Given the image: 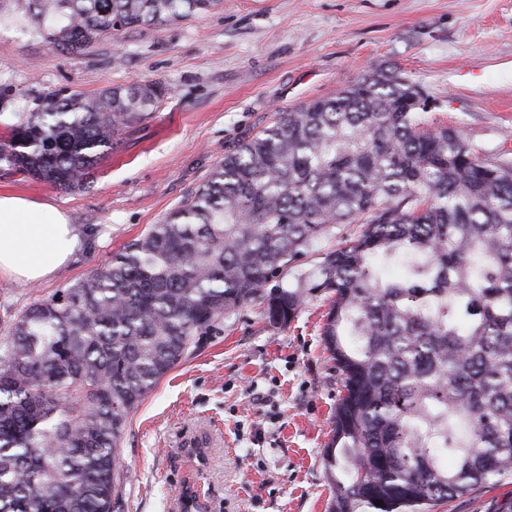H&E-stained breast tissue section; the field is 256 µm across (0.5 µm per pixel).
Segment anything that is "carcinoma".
<instances>
[{
  "instance_id": "1",
  "label": "carcinoma",
  "mask_w": 512,
  "mask_h": 512,
  "mask_svg": "<svg viewBox=\"0 0 512 512\" xmlns=\"http://www.w3.org/2000/svg\"><path fill=\"white\" fill-rule=\"evenodd\" d=\"M215 3L0 0V27L80 54ZM166 94L53 97L19 113L0 168L81 189ZM418 94L381 66L278 113L107 265L22 312L0 338V512H120L130 414L224 313L258 301L284 326L306 287L329 294L342 384L330 512H433L511 476L512 163L430 126ZM331 236L312 283L282 286Z\"/></svg>"
}]
</instances>
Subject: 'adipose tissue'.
Masks as SVG:
<instances>
[{
  "mask_svg": "<svg viewBox=\"0 0 512 512\" xmlns=\"http://www.w3.org/2000/svg\"><path fill=\"white\" fill-rule=\"evenodd\" d=\"M83 246L58 205L0 193V281L40 283L66 267Z\"/></svg>",
  "mask_w": 512,
  "mask_h": 512,
  "instance_id": "adipose-tissue-1",
  "label": "adipose tissue"
}]
</instances>
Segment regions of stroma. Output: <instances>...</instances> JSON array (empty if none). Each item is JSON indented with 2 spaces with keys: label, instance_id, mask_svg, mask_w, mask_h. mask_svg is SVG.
<instances>
[{
  "label": "stroma",
  "instance_id": "1",
  "mask_svg": "<svg viewBox=\"0 0 512 512\" xmlns=\"http://www.w3.org/2000/svg\"><path fill=\"white\" fill-rule=\"evenodd\" d=\"M371 65L397 68L427 117L482 158L512 160V0H219L208 13L102 37L70 56L0 30V137L48 98L148 82L169 93L86 189L0 168V193L53 201L84 240L40 284L0 282V336L34 301L106 265L183 202L238 140L330 96ZM327 294L288 325L251 302L200 336L129 418L117 465L124 512H172L193 484L206 512H329L323 454L340 385L320 336ZM512 478L435 512H506Z\"/></svg>",
  "mask_w": 512,
  "mask_h": 512
}]
</instances>
